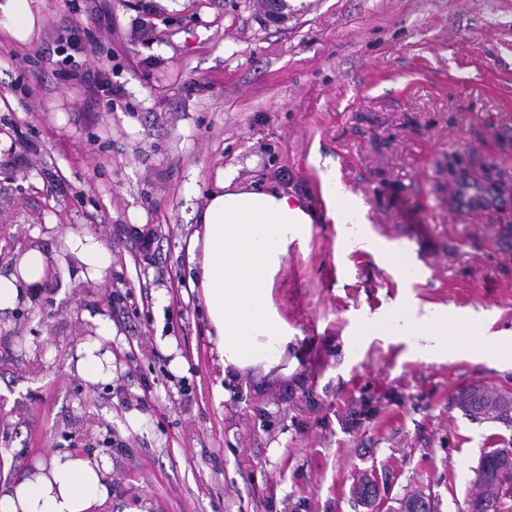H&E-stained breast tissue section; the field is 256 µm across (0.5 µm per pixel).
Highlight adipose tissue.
I'll return each mask as SVG.
<instances>
[{
  "label": "adipose tissue",
  "mask_w": 512,
  "mask_h": 512,
  "mask_svg": "<svg viewBox=\"0 0 512 512\" xmlns=\"http://www.w3.org/2000/svg\"><path fill=\"white\" fill-rule=\"evenodd\" d=\"M312 222L307 207L286 190H242L228 181L200 212L192 244L201 250L199 284L225 369L270 364L285 350L290 334L273 303L274 280L289 243L307 234ZM66 243L88 276L102 277L112 263L92 235L70 234ZM24 263L28 273L0 275V310L13 308L26 286L43 278L47 259L41 251H28ZM395 320L399 337L423 356L446 357L454 344L457 323L447 309H412ZM95 323V336L67 363L68 373L90 385L112 379V323L100 316ZM107 474L105 460L52 452L24 477L0 484V512H94L110 497Z\"/></svg>",
  "instance_id": "obj_1"
}]
</instances>
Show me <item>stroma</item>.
<instances>
[{
    "mask_svg": "<svg viewBox=\"0 0 512 512\" xmlns=\"http://www.w3.org/2000/svg\"><path fill=\"white\" fill-rule=\"evenodd\" d=\"M29 7L26 39L0 18V273L27 248L58 276L0 310V483L67 450L107 460L113 512H371L353 495L365 476L379 512L410 491L466 512L512 422L474 420L454 396L512 393V361L478 359L467 336L421 359L391 316L481 314L512 342V0H288L276 19L261 0ZM70 69L90 82L62 81ZM328 171L374 251L345 245ZM228 177L316 213L275 278L285 351L229 374L189 263ZM72 232L111 253L102 278L80 276ZM98 315L112 380L91 386L65 366ZM323 197L330 203L334 211L341 217L342 224H358L361 221V209L356 200L347 193L331 175L323 177Z\"/></svg>",
    "mask_w": 512,
    "mask_h": 512,
    "instance_id": "35a3bbf8",
    "label": "stroma"
}]
</instances>
